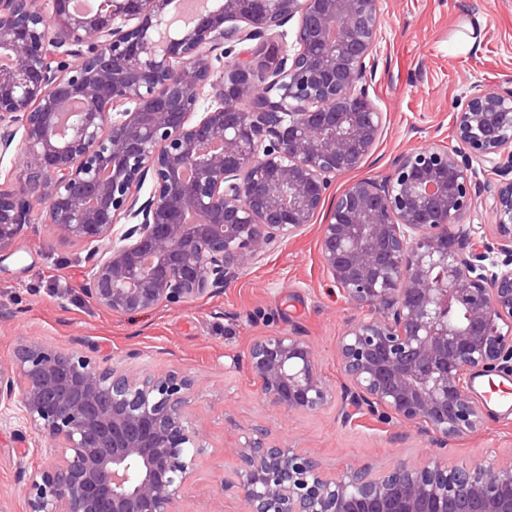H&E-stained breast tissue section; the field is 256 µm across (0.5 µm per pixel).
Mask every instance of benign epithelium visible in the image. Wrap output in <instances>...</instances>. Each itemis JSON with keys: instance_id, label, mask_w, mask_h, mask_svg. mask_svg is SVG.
I'll return each mask as SVG.
<instances>
[{"instance_id": "1", "label": "benign epithelium", "mask_w": 512, "mask_h": 512, "mask_svg": "<svg viewBox=\"0 0 512 512\" xmlns=\"http://www.w3.org/2000/svg\"><path fill=\"white\" fill-rule=\"evenodd\" d=\"M0 0V155L22 162L0 188V252L38 208L51 235L96 242L80 284L121 315L180 308L228 286L273 245L299 235L332 199L321 263L353 318L336 353L333 392L296 331L256 340L246 369L269 405L309 413L336 403L343 425L372 415L416 428L431 449L369 478H331L307 453L249 437L224 491L246 512H512V458L448 462L454 440L483 431L487 396L474 387L512 367V87L479 85L456 101L449 147L407 151L381 178H358L382 132L367 59L380 0H221L175 25L172 0ZM297 21L292 50L280 28ZM248 99L252 108L243 109ZM73 101L81 108L66 125ZM493 241L449 230L474 211L478 168ZM198 217L185 221L187 212ZM95 346L39 342L0 367V407L17 408L24 448L55 461L18 466L28 512H178L205 451L185 410L192 380L123 376Z\"/></svg>"}]
</instances>
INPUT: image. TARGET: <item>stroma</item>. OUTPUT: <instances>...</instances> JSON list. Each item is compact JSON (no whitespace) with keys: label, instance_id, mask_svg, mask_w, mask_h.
I'll use <instances>...</instances> for the list:
<instances>
[{"label":"stroma","instance_id":"stroma-1","mask_svg":"<svg viewBox=\"0 0 512 512\" xmlns=\"http://www.w3.org/2000/svg\"><path fill=\"white\" fill-rule=\"evenodd\" d=\"M380 7L384 25L370 59L369 95L383 131L362 167L337 178L338 192L354 178L386 175L400 153L433 140L452 144L453 103L472 85L512 80V0H381ZM326 218L317 214L302 235L184 309L123 315L95 307L78 291L98 258L93 244H62L46 225L32 224L0 262V364L22 342L36 341L65 351L96 346L118 370L137 376L191 377L187 412L204 427L207 449L183 490L182 512H198L208 498L219 499L222 512H244L240 500L221 491L235 469L224 451L253 428L269 443L312 455L328 475L353 464L375 472L399 457L420 459L424 446L405 429L370 415L344 427L331 408L299 414L270 408L248 373L224 367L258 338L294 329L311 343L325 382L340 388L336 340L354 311L320 262L319 226ZM132 350L141 354L133 365L126 361ZM487 410L485 429L458 441L454 463L512 455V405L493 400ZM18 427L14 411L0 414V497L12 512H26L18 464L34 471L50 457L17 448Z\"/></svg>","mask_w":512,"mask_h":512}]
</instances>
